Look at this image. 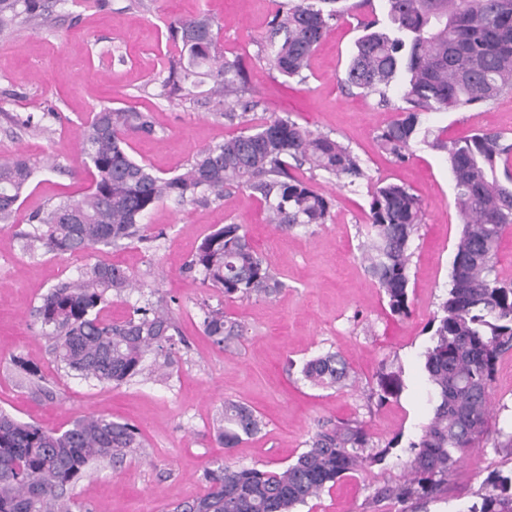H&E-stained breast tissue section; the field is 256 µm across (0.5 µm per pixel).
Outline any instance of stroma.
I'll list each match as a JSON object with an SVG mask.
<instances>
[{"label": "stroma", "mask_w": 512, "mask_h": 512, "mask_svg": "<svg viewBox=\"0 0 512 512\" xmlns=\"http://www.w3.org/2000/svg\"><path fill=\"white\" fill-rule=\"evenodd\" d=\"M108 0L104 10L63 0L53 27L0 36V157L22 155L37 169L14 223L0 224V410L17 419L61 428L79 416L106 415L134 423L142 448L123 461L87 474L74 487L73 512H169L172 504L205 491L204 468L230 459L265 470L283 468L305 451L319 423L354 420L376 448H388L379 464L349 474L300 512H402L399 503L378 499L380 489L402 480L405 449L429 415L430 387L422 369L430 343L426 327L446 293L454 246L461 229L445 153L417 143L409 161L396 162L377 135L403 104L401 88L390 105L348 88L345 73L367 21L385 20L386 0H340V14L313 53L305 81L279 74L259 56L275 0ZM201 12L221 27L224 54L240 59L253 123L291 115L311 131L349 146L363 161L367 178L347 187L317 171L300 178L330 199L326 224L275 230L266 205L249 191L231 189L223 200L178 206L164 202L145 222L150 241L99 246L78 256L22 252L17 232L48 201L80 197L89 185L77 132L102 105L135 106L152 113L157 133L132 136L131 153L163 176L196 154L238 133L214 117L206 86L182 102L159 97V82L176 52L166 24ZM57 113L48 133L20 129L10 116ZM424 125L454 140L478 130L497 131L512 144V93L489 104L456 111H431ZM405 185L423 205L424 217L411 250L410 312L391 314L359 259L360 229L368 222L371 187ZM245 225L254 249L284 282L273 300L240 297L222 302L186 264L204 236L229 224ZM97 263L126 269L139 283L109 299L107 320L125 318L144 290L168 300L185 340L163 378L115 386L87 382L57 366L32 315L59 280L77 278ZM223 305L245 323L246 334L231 348L212 343L202 331L204 306ZM349 365L348 387L312 386L303 364L324 352ZM19 355L37 366L34 386L12 365ZM396 371L401 387L386 401L376 395L379 373ZM490 424L512 427V353L498 362L490 388ZM259 411L266 425L256 437L227 450L213 424L225 400ZM512 472V454L481 442L448 479L446 490L414 504L412 512H466L488 475Z\"/></svg>", "instance_id": "obj_1"}]
</instances>
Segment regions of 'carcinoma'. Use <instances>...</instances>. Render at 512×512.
I'll use <instances>...</instances> for the list:
<instances>
[{
  "label": "carcinoma",
  "instance_id": "1",
  "mask_svg": "<svg viewBox=\"0 0 512 512\" xmlns=\"http://www.w3.org/2000/svg\"><path fill=\"white\" fill-rule=\"evenodd\" d=\"M64 0H0V33L48 21ZM323 0H290L274 13L266 44L269 65L304 81L314 50L336 12ZM388 26L377 20L355 44L345 82L389 102L396 84L406 106L378 135L382 148L399 161L417 139L447 154L461 232L449 273V288L428 329L431 345L423 367L431 387L432 415L407 447L406 474L380 496L401 504L441 493L448 477L489 434L494 447L512 451V431L490 429L489 388L498 360L512 352V280L501 276L495 256L512 228V178L501 181L498 165L510 174L512 144L496 132H478L446 141L422 132V115L489 103L512 91V0H387ZM180 49L161 81V95L173 99L188 91L192 77L207 76L215 115L243 124L240 133L201 150L183 171L156 174L129 153V138L151 136L150 113L133 106H104L80 126L82 160L92 177L79 199L63 198L29 217L18 234L25 253L55 256L98 246L120 247L145 237L146 215L158 204L219 201L224 191L242 188L265 201L269 223L281 230L326 223L330 203L290 172L305 165L358 186L366 178L361 159L328 134L314 133L290 117L252 124L244 101L240 63L224 57L221 27L208 14L168 22ZM33 168L14 156L0 159V224H11L29 186ZM370 218L360 259L390 311L409 312L410 251L423 221L421 200L408 188L385 183L371 193ZM187 269L227 299L255 296L272 300L285 283L253 248L242 224H224L205 236ZM134 287L125 269L95 264L76 280L54 285L35 309L42 335L60 367L83 379L121 385L167 367L180 335L164 297L135 308L120 322L99 313L109 295ZM202 329L213 344L227 348L244 335L242 323L224 309H203ZM301 373L313 385L339 388L349 379L346 361L334 352L305 362ZM265 427L249 405L224 400L214 426L219 444L235 448ZM141 447L135 426L108 416H84L65 430L22 422L0 411V512H72L71 491L93 466L122 458ZM358 422L320 426L295 461L277 470L216 461L206 468L207 492L177 504L173 512H295L348 473L382 458ZM467 512H512V476L483 487Z\"/></svg>",
  "mask_w": 512,
  "mask_h": 512
}]
</instances>
